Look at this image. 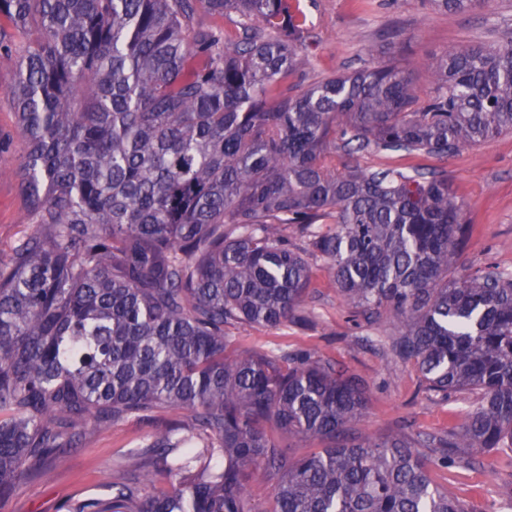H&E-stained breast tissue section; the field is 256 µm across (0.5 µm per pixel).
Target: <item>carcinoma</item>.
I'll use <instances>...</instances> for the list:
<instances>
[{
	"instance_id": "carcinoma-1",
	"label": "carcinoma",
	"mask_w": 512,
	"mask_h": 512,
	"mask_svg": "<svg viewBox=\"0 0 512 512\" xmlns=\"http://www.w3.org/2000/svg\"><path fill=\"white\" fill-rule=\"evenodd\" d=\"M311 38L302 0H0L32 224L0 256V506L88 427L167 409L192 425L151 435L166 487L65 512H261L251 474L267 512H481L430 467L512 449V270L448 278L468 233L448 177L358 157L511 132L512 42L448 47L426 97L397 58L295 93ZM309 252L429 393L478 394L461 426L356 437L363 380L233 348L230 326L310 323Z\"/></svg>"
}]
</instances>
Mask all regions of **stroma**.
<instances>
[{"label":"stroma","mask_w":512,"mask_h":512,"mask_svg":"<svg viewBox=\"0 0 512 512\" xmlns=\"http://www.w3.org/2000/svg\"><path fill=\"white\" fill-rule=\"evenodd\" d=\"M316 37L305 53L309 65L300 85L348 72L388 57L402 59L423 92H430L427 63L451 44L497 45L512 38V0H488L470 13L431 9L426 0H304ZM17 54H0V252L8 253L29 232L27 204L19 191V155L24 141L10 94ZM368 168L436 169L448 175L450 189L464 202L469 228L462 267L489 263L512 270V132H505L455 155L407 156L401 152H363ZM312 284L306 307L312 324L280 329L233 328L229 337L242 353L280 355L309 350L333 358L369 385V404L359 435L389 437L401 430L439 435L459 426L476 402L461 392L448 400L426 393L412 364L390 361L382 346L387 327H369L352 317L335 287L327 264L311 263ZM184 411L163 410L148 420L129 419L89 427L81 444L61 448L55 463L37 480L25 481L0 512H60L63 503L107 495L112 482L150 468L137 449L151 434L174 421H189ZM433 480L474 502L481 512H512L504 492L512 484V450L483 454L472 469L432 466Z\"/></svg>","instance_id":"stroma-1"}]
</instances>
